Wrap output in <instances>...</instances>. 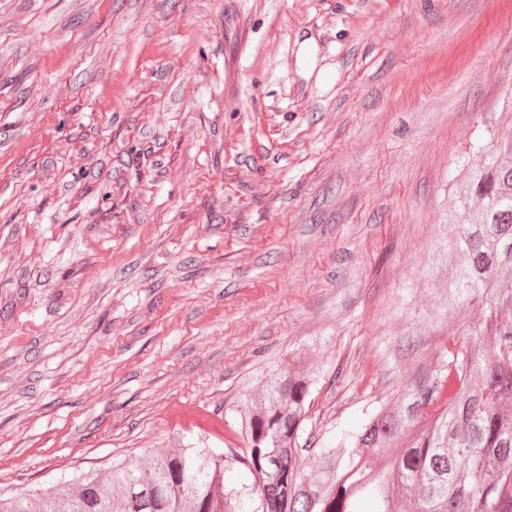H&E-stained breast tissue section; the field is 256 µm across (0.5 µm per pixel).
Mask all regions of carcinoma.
Segmentation results:
<instances>
[{"instance_id": "obj_1", "label": "carcinoma", "mask_w": 512, "mask_h": 512, "mask_svg": "<svg viewBox=\"0 0 512 512\" xmlns=\"http://www.w3.org/2000/svg\"><path fill=\"white\" fill-rule=\"evenodd\" d=\"M454 210L445 306L450 320L479 311L475 349L449 340L360 429L301 445L319 370L299 354L239 412L240 446L201 431L0 512H512V137L468 165Z\"/></svg>"}]
</instances>
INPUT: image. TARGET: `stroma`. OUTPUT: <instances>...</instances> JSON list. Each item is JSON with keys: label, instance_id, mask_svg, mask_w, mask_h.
<instances>
[{"label": "stroma", "instance_id": "35a3bbf8", "mask_svg": "<svg viewBox=\"0 0 512 512\" xmlns=\"http://www.w3.org/2000/svg\"><path fill=\"white\" fill-rule=\"evenodd\" d=\"M512 135V0H0V495L442 357L448 214Z\"/></svg>", "mask_w": 512, "mask_h": 512}]
</instances>
